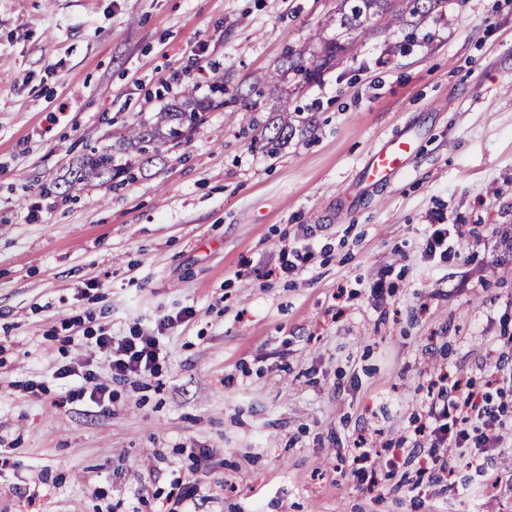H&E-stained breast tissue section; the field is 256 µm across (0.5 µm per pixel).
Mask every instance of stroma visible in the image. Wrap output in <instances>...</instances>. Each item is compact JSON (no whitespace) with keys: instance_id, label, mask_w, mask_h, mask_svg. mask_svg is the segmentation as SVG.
I'll list each match as a JSON object with an SVG mask.
<instances>
[{"instance_id":"1","label":"stroma","mask_w":512,"mask_h":512,"mask_svg":"<svg viewBox=\"0 0 512 512\" xmlns=\"http://www.w3.org/2000/svg\"><path fill=\"white\" fill-rule=\"evenodd\" d=\"M337 4L0 0V512H512V385L452 478L408 453L440 372L512 370V0H447L412 39L375 24L317 82L237 100L335 36ZM218 73L201 133L61 190ZM404 132L405 171L363 184ZM104 330L157 337V371L113 376ZM360 435L373 493L342 475ZM114 165V154L112 150H96L92 148L80 163L70 171L69 179L64 184L70 189L77 183L100 182L106 184L115 179L119 170Z\"/></svg>"}]
</instances>
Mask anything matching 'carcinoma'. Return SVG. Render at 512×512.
I'll list each match as a JSON object with an SVG mask.
<instances>
[{
    "label": "carcinoma",
    "instance_id": "cac0c4a2",
    "mask_svg": "<svg viewBox=\"0 0 512 512\" xmlns=\"http://www.w3.org/2000/svg\"><path fill=\"white\" fill-rule=\"evenodd\" d=\"M444 0H402V9L392 8V0H341L336 10V36L323 42L317 60L308 64L302 55L287 52L284 63L287 69L300 75L306 81L316 79L333 65L336 57L344 50L341 38H351L362 33L377 21L383 19L389 24L404 23L413 19L414 26L438 8ZM211 106V100L200 98L190 92L180 106L167 112H159L154 121L137 120L126 130L123 137V150L133 152L149 160L181 143L192 133L200 132L204 123L203 112ZM288 104L281 105L278 118L272 122V135L269 143L276 145L288 135ZM117 168L112 151L91 149L80 163L70 171L64 181L70 188L77 183L100 182L106 184L115 179Z\"/></svg>",
    "mask_w": 512,
    "mask_h": 512
}]
</instances>
